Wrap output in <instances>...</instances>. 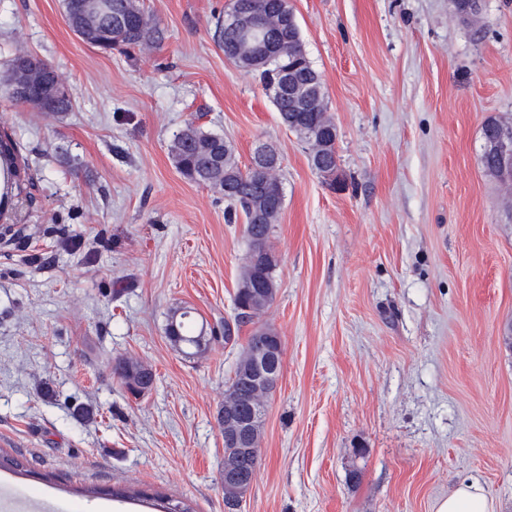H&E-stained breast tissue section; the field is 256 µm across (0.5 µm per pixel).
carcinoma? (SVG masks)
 Segmentation results:
<instances>
[{
	"instance_id": "1",
	"label": "carcinoma",
	"mask_w": 512,
	"mask_h": 512,
	"mask_svg": "<svg viewBox=\"0 0 512 512\" xmlns=\"http://www.w3.org/2000/svg\"><path fill=\"white\" fill-rule=\"evenodd\" d=\"M93 0H63L66 18L84 17L92 8ZM292 10L288 0H266L264 28L243 33L229 24L220 25L224 53L235 64L247 71L259 74L264 89L269 93L282 124L298 137H303L313 126L321 128L320 135L310 151L311 164L316 171L328 169L336 173V129L330 116L319 111L326 100L320 74L308 59L302 43L300 28L296 23L281 28L278 20L282 14ZM147 16L139 0H112V15L103 18L96 31L86 27L75 30L80 39L99 47L103 42L128 49L140 48L158 39V30L143 21ZM263 38L281 42L284 49L272 59L256 60L248 55L247 40ZM291 71L298 77L299 88L308 103L301 108L289 105L288 97L279 93L278 78L281 73ZM172 161L178 172L186 179L205 185L224 197L227 202L225 219L233 223L238 214L246 220L244 233L249 243L241 267L234 297L233 319L224 321V345L238 344L239 333L246 325L253 326L247 342L242 346L236 361L234 376L224 392V405L241 414H256L258 424L254 440L260 443L262 421L266 412L269 394L259 390L249 374L255 352L282 345L281 336L275 327L264 320L267 310L274 303L277 289L274 270L278 257L274 252L270 233L277 223L283 199L280 180V165L269 164L255 172L239 164L234 148L221 135L204 130L190 122L181 130L171 147ZM18 148L11 135H0V167L15 176L14 184L21 187L20 169L17 163ZM207 324L198 322L191 307L175 309L166 325V336L173 347L187 358L203 354L201 340L206 338ZM112 370L127 390L135 395L151 390L155 382L152 370L131 358H116ZM259 451L237 453L224 450V506L228 512H236L241 496L234 480L243 477L253 479L258 464Z\"/></svg>"
}]
</instances>
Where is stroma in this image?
I'll list each match as a JSON object with an SVG mask.
<instances>
[{"label":"stroma","instance_id":"obj_1","mask_svg":"<svg viewBox=\"0 0 512 512\" xmlns=\"http://www.w3.org/2000/svg\"><path fill=\"white\" fill-rule=\"evenodd\" d=\"M141 2L160 38L126 54L82 42L62 0H0V131L26 179L0 216V451L30 469L0 471V505L150 512L114 487L225 512L216 415L240 349L189 359L165 334L184 306L223 325L247 248L222 196L172 164L192 121L240 165L261 144L282 158L267 313L282 372L238 512H436L463 482L512 512V219L480 165L484 122L512 117V0L469 22L452 0H289L339 190L225 55L230 0ZM25 51L70 86L71 111L12 98ZM116 357L155 389L128 393ZM112 370L127 390L135 395L151 390L155 382L152 370L131 358H116Z\"/></svg>","mask_w":512,"mask_h":512}]
</instances>
